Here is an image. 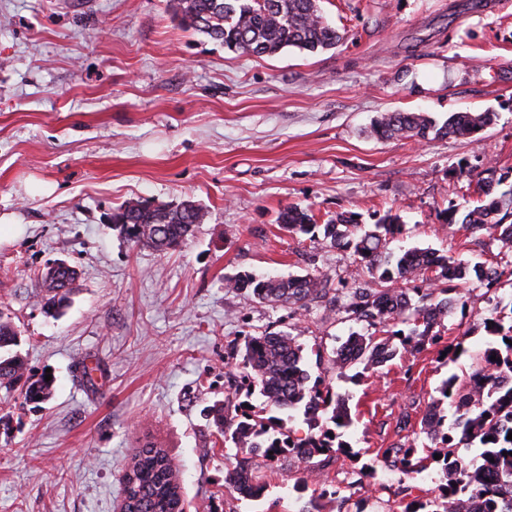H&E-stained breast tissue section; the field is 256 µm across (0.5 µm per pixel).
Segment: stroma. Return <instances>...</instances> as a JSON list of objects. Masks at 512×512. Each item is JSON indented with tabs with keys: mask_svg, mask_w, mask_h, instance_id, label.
<instances>
[{
	"mask_svg": "<svg viewBox=\"0 0 512 512\" xmlns=\"http://www.w3.org/2000/svg\"><path fill=\"white\" fill-rule=\"evenodd\" d=\"M343 34L336 48L244 56L182 30L170 0H0V314L35 373L55 379L49 401L0 389V512H120L135 448H164L183 474L188 512H403L434 498L436 466L414 479L361 475L337 456L324 471L344 498L298 497L304 465L255 464L263 498L225 487L235 451L214 444L205 411L224 397L246 336L299 326L307 362L367 323L323 308L301 316L224 286L244 273L367 279L346 250L281 229L290 205L323 224L342 212L373 224L399 215L397 245L512 266L496 242L469 241L446 208L475 205L487 167L512 180V0H320ZM487 112L478 138L383 139V112ZM192 199L206 212L182 248L132 247L106 219L134 199ZM55 259L79 275L54 319L35 273ZM440 344L381 367L332 376L362 460L410 444L443 380L467 377L484 349L482 324L512 305L470 284ZM463 338L448 361L443 347ZM92 368L84 378V368Z\"/></svg>",
	"mask_w": 512,
	"mask_h": 512,
	"instance_id": "stroma-1",
	"label": "stroma"
}]
</instances>
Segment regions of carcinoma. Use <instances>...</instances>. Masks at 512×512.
Listing matches in <instances>:
<instances>
[{"label":"carcinoma","instance_id":"1","mask_svg":"<svg viewBox=\"0 0 512 512\" xmlns=\"http://www.w3.org/2000/svg\"><path fill=\"white\" fill-rule=\"evenodd\" d=\"M174 17L183 29L203 34L241 55L274 56L285 48L317 52L336 46L342 36L321 13L318 0H172ZM491 121L490 113L452 112L443 124L423 112H384L374 120V131L382 138H409L426 141L445 136H468L481 131ZM479 204L462 211L445 212V223L460 224L469 235L486 234L499 248L512 245V183L486 169L477 183ZM205 213L190 199L177 205L151 206L130 200L113 210L110 224L133 246L159 254L181 247ZM279 223L294 235H308L330 248H346L364 263L370 279L349 288V302L336 306L332 289L311 274L280 278L243 274L225 281V287L247 291L257 300L293 312L321 306L345 313L368 323L372 331L353 335L357 355L344 357V349L329 358L317 355L318 376L305 368L303 348L298 336L288 331H261L245 337L239 375L231 392L211 408L212 424L224 439V447L247 454L224 474V485L234 489L247 484L244 496L260 499L266 491L253 457L275 463L288 455L305 463L294 491L302 494L312 486L321 487L320 495L340 496L342 488H323V469L312 463L319 455L331 456L336 448H348L338 428H348L351 417L345 399L333 393L326 382L331 372L342 373L355 361L369 365L385 363L396 356L412 354L441 339L444 320L460 303L458 289L477 282L491 290L504 277L505 270L489 262L474 265L441 255V262L419 266L420 249L387 248V241L401 234L399 217L390 212L376 224H360L352 212L336 215L326 224L315 222L309 210L289 206ZM78 277L74 266L50 265L37 278L36 297L44 307L57 313L70 303L73 284ZM409 326L399 334L396 327ZM488 335L486 348L476 359L468 378L450 376L437 388L428 413L421 420L420 433L427 443L426 456L417 445H400L377 452L361 464L373 477L377 467L393 469L414 477L436 463L445 483L432 501L418 498L403 512H428L431 504L480 498L484 512H512V325L504 327L497 313L484 319ZM399 343H394V340ZM19 336L10 321L0 315V387H12L24 381L25 402H47L55 380L45 374L26 375L24 359L12 348ZM496 359H491V356ZM257 396L261 403H252ZM293 409L303 412L308 430L298 432L286 427L282 415ZM475 448L476 457L467 461L457 448ZM441 455L437 460L434 455ZM488 466L496 474V483L486 484L478 471ZM126 507L141 512H184L182 480L176 465L161 448H141L132 458L124 478Z\"/></svg>","mask_w":512,"mask_h":512}]
</instances>
